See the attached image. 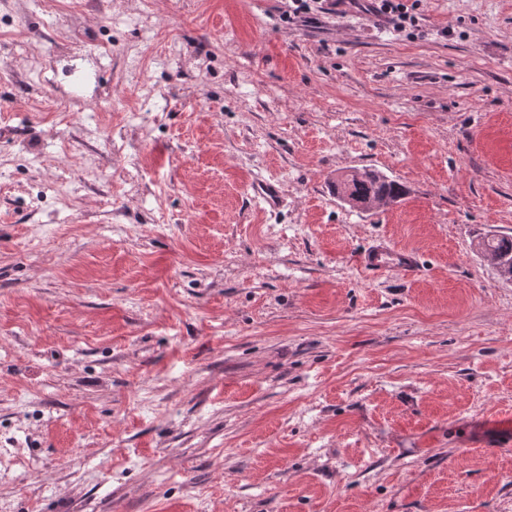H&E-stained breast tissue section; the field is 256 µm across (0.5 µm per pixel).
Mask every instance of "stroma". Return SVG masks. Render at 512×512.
I'll return each instance as SVG.
<instances>
[{
  "instance_id": "stroma-1",
  "label": "stroma",
  "mask_w": 512,
  "mask_h": 512,
  "mask_svg": "<svg viewBox=\"0 0 512 512\" xmlns=\"http://www.w3.org/2000/svg\"><path fill=\"white\" fill-rule=\"evenodd\" d=\"M286 6L0 0V512H512V0ZM407 0H374V5L369 11L373 15L386 16L395 23L397 28H405V23L411 26L415 22L414 17L408 12V7L404 3ZM361 173L358 179L351 181L350 189L358 197L366 200L369 197L383 195L387 197L371 198L366 201L358 200L351 195L349 190L344 189L350 181L351 172L345 171L343 174L337 175L336 182L342 184L340 198L343 203L353 208L366 209L373 208L377 203H391L392 200L399 202L406 194L404 188L395 180L389 179L387 176H381L371 169L353 170ZM392 199V200H391ZM361 264L373 272L407 271L416 264L414 253L397 249L390 243L381 242L371 246L363 255Z\"/></svg>"
}]
</instances>
